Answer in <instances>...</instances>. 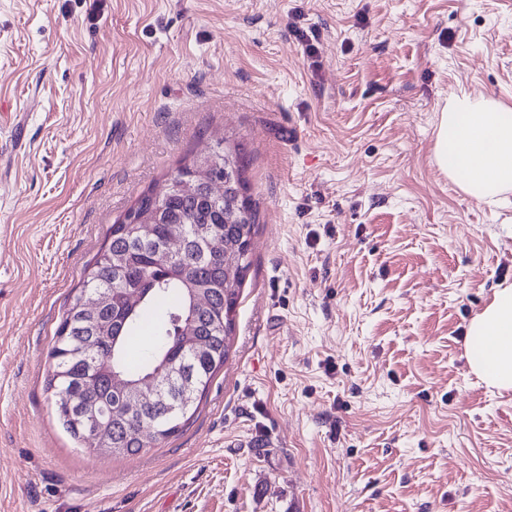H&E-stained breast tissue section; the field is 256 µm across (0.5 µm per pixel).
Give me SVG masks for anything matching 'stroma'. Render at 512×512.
Here are the masks:
<instances>
[{
    "instance_id": "35a3bbf8",
    "label": "stroma",
    "mask_w": 512,
    "mask_h": 512,
    "mask_svg": "<svg viewBox=\"0 0 512 512\" xmlns=\"http://www.w3.org/2000/svg\"><path fill=\"white\" fill-rule=\"evenodd\" d=\"M461 89L512 107V0H0V512H512V391L465 357L512 192L435 163ZM219 142L257 213L228 359L188 429L89 455L60 323L115 220Z\"/></svg>"
}]
</instances>
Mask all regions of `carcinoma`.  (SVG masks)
Segmentation results:
<instances>
[{
    "label": "carcinoma",
    "instance_id": "cac0c4a2",
    "mask_svg": "<svg viewBox=\"0 0 512 512\" xmlns=\"http://www.w3.org/2000/svg\"><path fill=\"white\" fill-rule=\"evenodd\" d=\"M200 160L214 163L224 201L205 185L191 194L176 189ZM243 173L241 156L220 146L185 159L161 193H143L110 228L84 281L104 299L87 312L75 297L61 324L68 332H58L53 350L49 385L73 438L96 430L104 454L137 455L191 423L228 358L233 314L251 265L256 212ZM147 324L154 344L133 364L128 344ZM184 362L194 384L191 400L184 402L179 389L156 397L155 383L146 379Z\"/></svg>",
    "mask_w": 512,
    "mask_h": 512
}]
</instances>
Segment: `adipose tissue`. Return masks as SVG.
I'll return each mask as SVG.
<instances>
[{"label":"adipose tissue","mask_w":512,"mask_h":512,"mask_svg":"<svg viewBox=\"0 0 512 512\" xmlns=\"http://www.w3.org/2000/svg\"><path fill=\"white\" fill-rule=\"evenodd\" d=\"M436 162L473 199L512 191V107L461 92L449 96L436 133ZM467 362L489 389L512 390V285L470 321Z\"/></svg>","instance_id":"1"}]
</instances>
